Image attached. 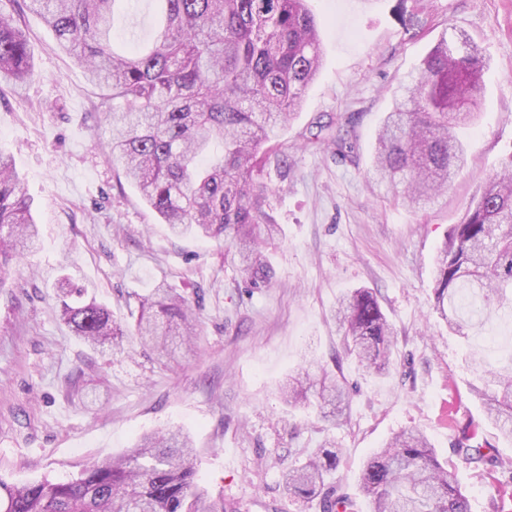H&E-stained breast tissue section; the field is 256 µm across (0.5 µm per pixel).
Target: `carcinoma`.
I'll list each match as a JSON object with an SVG mask.
<instances>
[{
  "label": "carcinoma",
  "mask_w": 512,
  "mask_h": 512,
  "mask_svg": "<svg viewBox=\"0 0 512 512\" xmlns=\"http://www.w3.org/2000/svg\"><path fill=\"white\" fill-rule=\"evenodd\" d=\"M51 29L59 49L112 95L110 157L145 204L175 236L224 238L249 288H266L273 270L262 244L279 231L270 214L262 158L301 107L322 66V38L308 0H159L164 24L150 46L114 49V21L134 0H24ZM486 62L467 36L437 43L379 127L373 180L400 190L409 208L431 204L465 163L455 129L475 124ZM29 36L0 13V82L34 76ZM33 200L11 156L0 153V270L38 246ZM61 315L92 346L130 335L173 358L195 335L186 300L162 284L146 296L126 331L109 311L84 302V289L64 280ZM445 309L467 300L468 318L452 310L460 336L474 317L512 310V156L488 177L440 249L434 286ZM345 353L380 372L390 364L392 331L374 295L358 288L338 308ZM471 390L501 436L512 442V369L488 355L470 358ZM288 401L315 397L334 420L350 389L324 367L307 363L283 389ZM463 436L453 448L467 463L497 456ZM194 448L179 431L143 435L126 454L96 461L68 482L16 485L0 477V512H212L192 497ZM341 449L329 443L283 474L286 498L320 512H356V502L330 481ZM368 512H469L455 475L424 435L403 431L373 452L359 476ZM194 502H188L189 498Z\"/></svg>",
  "instance_id": "1"
}]
</instances>
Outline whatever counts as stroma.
<instances>
[{"label":"stroma","instance_id":"obj_1","mask_svg":"<svg viewBox=\"0 0 512 512\" xmlns=\"http://www.w3.org/2000/svg\"><path fill=\"white\" fill-rule=\"evenodd\" d=\"M22 7L0 0V13L29 33L35 76L0 85V151L35 201L41 246L0 272V477L67 481L143 434L179 429L196 450V490L215 512L228 503L318 512L287 503L282 476L331 442L343 450L335 481L364 512L358 477L367 457L416 429L447 457L470 512H512V498L498 494L499 469L453 454L472 429L512 459V443L470 391L467 363L475 351L512 363V316L489 312L463 338L433 293L452 224L512 154V0H313L323 66L264 168L282 232L265 244L273 284L250 293L223 240L172 236L113 168L111 98ZM460 33L486 61L481 118L447 194L412 211L369 182L376 132L407 74ZM334 121L352 156L309 147ZM64 276L125 326L142 297L168 283L198 318L195 350L166 362L129 341L119 351L91 348L59 317L55 284ZM357 288L377 293L392 328L393 362L382 374L343 350L338 301ZM309 357L355 390L340 420L281 397Z\"/></svg>","mask_w":512,"mask_h":512}]
</instances>
